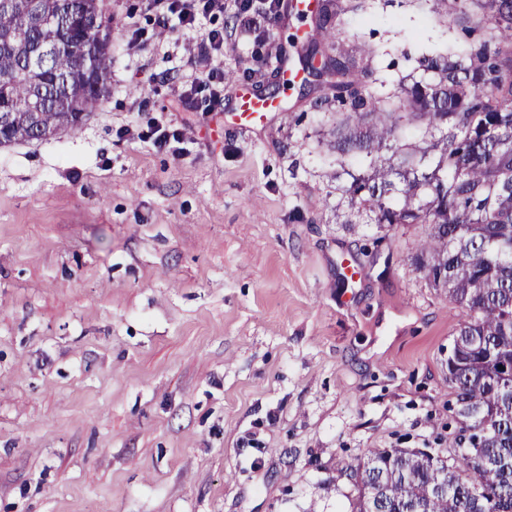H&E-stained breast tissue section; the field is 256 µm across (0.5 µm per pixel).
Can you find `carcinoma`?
Here are the masks:
<instances>
[{
  "label": "carcinoma",
  "mask_w": 512,
  "mask_h": 512,
  "mask_svg": "<svg viewBox=\"0 0 512 512\" xmlns=\"http://www.w3.org/2000/svg\"><path fill=\"white\" fill-rule=\"evenodd\" d=\"M0 0V146L76 132L108 93L112 19L103 0ZM471 0H435L449 25L473 32ZM493 33L461 54L435 53L396 108L365 96L330 57L315 76L345 106L336 162L365 157L343 193L374 223L430 224L415 264L459 309L448 358L456 423L448 450L372 448L341 475L357 488L350 512H512V0H484ZM71 33L72 49L39 56ZM95 47L97 65L74 54ZM408 121L423 148L397 146ZM481 434L480 448L468 449Z\"/></svg>",
  "instance_id": "obj_1"
}]
</instances>
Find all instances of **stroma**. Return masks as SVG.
Masks as SVG:
<instances>
[{"label": "stroma", "mask_w": 512, "mask_h": 512, "mask_svg": "<svg viewBox=\"0 0 512 512\" xmlns=\"http://www.w3.org/2000/svg\"><path fill=\"white\" fill-rule=\"evenodd\" d=\"M327 2L359 90L393 106L419 57L467 44L430 0ZM106 3L102 104L0 147V512H349L346 465L448 424L459 311L414 264L432 227L342 198L335 88L281 77L317 13L281 10L274 59L228 42L224 108L193 112L203 32ZM239 87L282 111L241 119ZM157 122L178 150L137 139Z\"/></svg>", "instance_id": "1"}]
</instances>
